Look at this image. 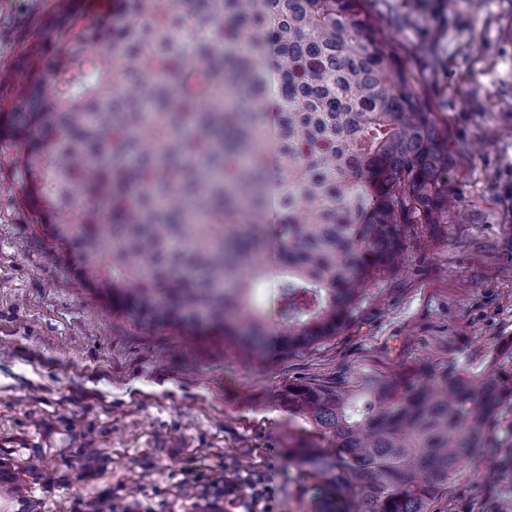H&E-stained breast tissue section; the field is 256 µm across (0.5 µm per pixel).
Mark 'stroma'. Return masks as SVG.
<instances>
[{"label":"stroma","instance_id":"obj_1","mask_svg":"<svg viewBox=\"0 0 512 512\" xmlns=\"http://www.w3.org/2000/svg\"><path fill=\"white\" fill-rule=\"evenodd\" d=\"M54 0H0V94ZM448 130L447 236L421 231L334 339L264 361L134 325L84 286L21 204L0 146V512H310L288 454L313 434L288 385L360 381L428 359L485 365L512 338V0H372ZM272 487L270 498L260 497ZM431 512H512V411Z\"/></svg>","mask_w":512,"mask_h":512}]
</instances>
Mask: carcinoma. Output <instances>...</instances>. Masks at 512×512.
<instances>
[{
	"label": "carcinoma",
	"instance_id": "cac0c4a2",
	"mask_svg": "<svg viewBox=\"0 0 512 512\" xmlns=\"http://www.w3.org/2000/svg\"><path fill=\"white\" fill-rule=\"evenodd\" d=\"M63 51L45 61L50 49ZM0 95L34 223L144 324L264 359L338 336L448 233V130L371 0H56ZM278 271L272 303L257 284ZM315 512H430L512 409V338L484 369L408 364L288 386Z\"/></svg>",
	"mask_w": 512,
	"mask_h": 512
}]
</instances>
